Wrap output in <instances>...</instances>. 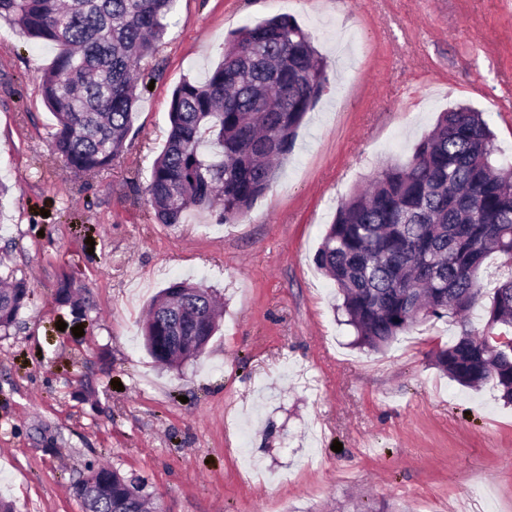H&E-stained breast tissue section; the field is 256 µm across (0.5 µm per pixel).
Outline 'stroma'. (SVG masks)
<instances>
[{"mask_svg": "<svg viewBox=\"0 0 512 512\" xmlns=\"http://www.w3.org/2000/svg\"><path fill=\"white\" fill-rule=\"evenodd\" d=\"M278 14L311 34L330 78L292 154L243 220L193 210L159 223L144 188L173 90L205 77L231 33ZM54 55L0 23V273L28 288L0 332V499L83 512L73 485L104 465L164 512H349L357 497L512 512V406L431 363L459 325L354 348L315 264L341 201L411 155L440 112H483L512 161V0H177L127 150L91 174L52 151L40 79ZM185 279L213 289L224 316L200 357L166 370L141 322Z\"/></svg>", "mask_w": 512, "mask_h": 512, "instance_id": "stroma-1", "label": "stroma"}]
</instances>
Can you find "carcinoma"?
<instances>
[{"label": "carcinoma", "instance_id": "obj_1", "mask_svg": "<svg viewBox=\"0 0 512 512\" xmlns=\"http://www.w3.org/2000/svg\"><path fill=\"white\" fill-rule=\"evenodd\" d=\"M176 0H0V22L56 49L41 97L56 119L54 151L71 172L109 168L120 158L139 100L138 73L158 50ZM329 83L312 37L277 15L247 24L227 41L202 80L173 91L170 131L146 193L163 224L187 211L220 207V221L242 220L291 155L297 130ZM483 113H440L411 156L378 171L337 208L316 252L335 282L359 349L381 352L419 323L459 319L460 333L433 365L469 388L492 384L512 403V275L495 288L482 328L466 321L484 296L479 271L491 254L512 267V164L495 158ZM28 298L21 280L0 278V331ZM212 336V290L171 283L143 320L155 362L180 367L192 352L161 340L183 326ZM84 512H147L138 478L91 467L74 486Z\"/></svg>", "mask_w": 512, "mask_h": 512}]
</instances>
